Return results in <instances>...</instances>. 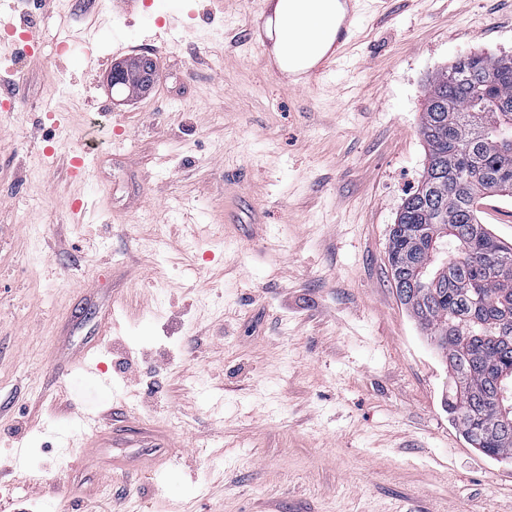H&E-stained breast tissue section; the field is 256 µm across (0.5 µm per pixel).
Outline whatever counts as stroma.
<instances>
[{"instance_id": "obj_1", "label": "stroma", "mask_w": 512, "mask_h": 512, "mask_svg": "<svg viewBox=\"0 0 512 512\" xmlns=\"http://www.w3.org/2000/svg\"><path fill=\"white\" fill-rule=\"evenodd\" d=\"M266 7L0 5L37 37L0 45V512H512V461L466 443L386 260L428 81L512 55V0H392L299 90ZM138 55L153 87L118 97ZM86 416L171 440L112 471Z\"/></svg>"}]
</instances>
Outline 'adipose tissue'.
Masks as SVG:
<instances>
[{
  "instance_id": "1",
  "label": "adipose tissue",
  "mask_w": 512,
  "mask_h": 512,
  "mask_svg": "<svg viewBox=\"0 0 512 512\" xmlns=\"http://www.w3.org/2000/svg\"><path fill=\"white\" fill-rule=\"evenodd\" d=\"M264 31L280 69L296 76L331 50L336 24L344 16L340 0H272Z\"/></svg>"
}]
</instances>
